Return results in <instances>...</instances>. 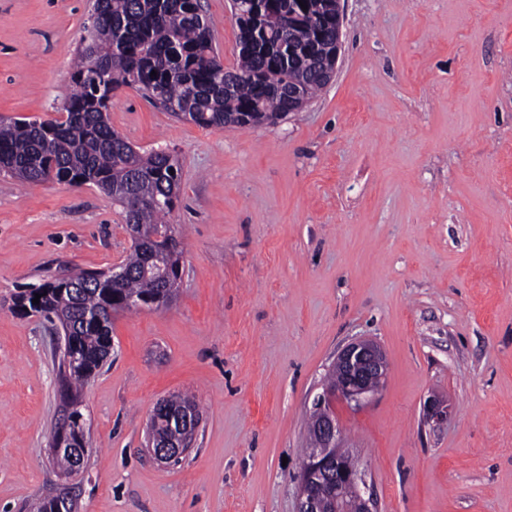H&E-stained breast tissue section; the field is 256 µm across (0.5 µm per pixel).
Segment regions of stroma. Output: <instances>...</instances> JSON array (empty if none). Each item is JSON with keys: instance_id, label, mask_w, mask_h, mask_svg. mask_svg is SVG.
I'll return each mask as SVG.
<instances>
[{"instance_id": "obj_1", "label": "stroma", "mask_w": 512, "mask_h": 512, "mask_svg": "<svg viewBox=\"0 0 512 512\" xmlns=\"http://www.w3.org/2000/svg\"><path fill=\"white\" fill-rule=\"evenodd\" d=\"M235 68L230 0H201ZM332 81L271 126L204 129L126 88L113 128L180 167L173 302L112 317L83 388L79 512H296L306 417L362 337L389 371L344 443L379 512H512V0H341ZM90 0H0V117L54 118ZM132 241L93 184L0 173V512L55 487L62 400L50 324L14 308ZM194 396L181 462L146 449L159 400ZM448 401L446 424L423 406Z\"/></svg>"}]
</instances>
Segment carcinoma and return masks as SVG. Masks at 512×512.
Segmentation results:
<instances>
[{
	"instance_id": "obj_1",
	"label": "carcinoma",
	"mask_w": 512,
	"mask_h": 512,
	"mask_svg": "<svg viewBox=\"0 0 512 512\" xmlns=\"http://www.w3.org/2000/svg\"><path fill=\"white\" fill-rule=\"evenodd\" d=\"M307 9H302L300 3ZM239 56L224 69L214 51L210 26L200 0H94L92 22L77 51L73 92L48 121L0 118V170L29 182L91 183L125 214L137 234L120 269L127 276L112 282L110 271H75L26 286L14 307L50 324L73 327V361L62 370V400L100 370L112 351L115 310L134 297L166 305L181 280L182 252L154 239L174 232L165 221L175 207L179 171L165 151L136 150L112 129L107 112L121 87L136 88L177 117L203 128H222L241 112L288 113V91L303 88L312 97L333 51L336 0H236ZM39 303H33L35 295ZM56 423L52 444L86 448L80 409ZM155 431L179 443L158 413Z\"/></svg>"
}]
</instances>
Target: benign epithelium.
<instances>
[{
    "instance_id": "7a95c632",
    "label": "benign epithelium",
    "mask_w": 512,
    "mask_h": 512,
    "mask_svg": "<svg viewBox=\"0 0 512 512\" xmlns=\"http://www.w3.org/2000/svg\"><path fill=\"white\" fill-rule=\"evenodd\" d=\"M72 327L68 323L57 324L58 343L56 355L61 363L71 361ZM340 371L336 385L325 386L318 393L313 406L324 412L314 435L320 444L312 448L307 463L299 474L300 495L297 512H319L320 501L331 498L336 512H378L373 497L366 495L364 474L352 463V456L338 452L343 436L342 425L336 416V405L344 403L359 406L382 388L387 376L389 363L386 352L371 339H359L341 348L334 361ZM425 418L436 425L448 421V406L433 396L424 406ZM170 426L178 427L183 436L190 438L197 427L196 414L190 410L169 412ZM149 451L160 463L174 460L184 445H170L163 442L148 427ZM80 475L75 469L64 476L66 483L61 487L60 512H75L72 481Z\"/></svg>"
}]
</instances>
